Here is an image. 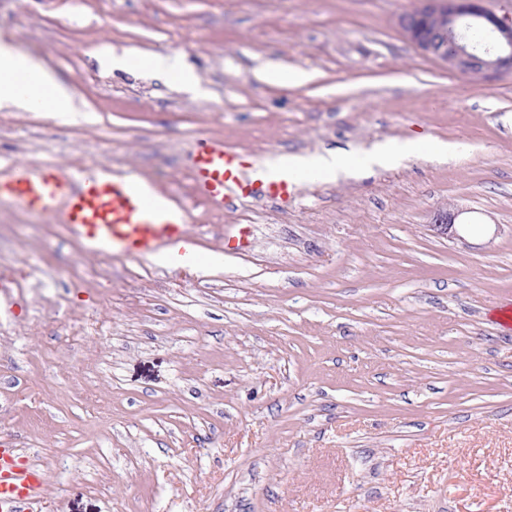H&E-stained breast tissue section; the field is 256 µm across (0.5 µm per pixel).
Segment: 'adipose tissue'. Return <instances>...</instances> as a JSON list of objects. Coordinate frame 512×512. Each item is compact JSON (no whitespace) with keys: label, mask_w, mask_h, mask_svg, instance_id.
<instances>
[{"label":"adipose tissue","mask_w":512,"mask_h":512,"mask_svg":"<svg viewBox=\"0 0 512 512\" xmlns=\"http://www.w3.org/2000/svg\"><path fill=\"white\" fill-rule=\"evenodd\" d=\"M111 66L127 70L145 69L159 78L177 77L185 85L194 77L174 56L153 54L143 59L114 58ZM36 108L45 112L74 111L72 90L32 57L0 47V107Z\"/></svg>","instance_id":"ef3b65f1"}]
</instances>
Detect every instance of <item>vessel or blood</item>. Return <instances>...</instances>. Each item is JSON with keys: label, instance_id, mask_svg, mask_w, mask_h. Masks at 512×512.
Segmentation results:
<instances>
[{"label": "vessel or blood", "instance_id": "1", "mask_svg": "<svg viewBox=\"0 0 512 512\" xmlns=\"http://www.w3.org/2000/svg\"><path fill=\"white\" fill-rule=\"evenodd\" d=\"M197 198L216 208L261 196L277 202L295 192L293 178L266 168L224 142L204 139L191 157ZM64 225L90 253L143 259L168 250L174 265L198 259L199 242L185 208L159 196L150 183L136 187L128 175L102 168L70 171L52 163L22 164L0 178V201ZM44 484L15 446H0V512H27Z\"/></svg>", "mask_w": 512, "mask_h": 512}]
</instances>
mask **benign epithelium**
I'll use <instances>...</instances> for the list:
<instances>
[{"instance_id": "benign-epithelium-1", "label": "benign epithelium", "mask_w": 512, "mask_h": 512, "mask_svg": "<svg viewBox=\"0 0 512 512\" xmlns=\"http://www.w3.org/2000/svg\"><path fill=\"white\" fill-rule=\"evenodd\" d=\"M485 0H418L401 14L397 25L403 37L423 55L448 71L490 80L512 74V18L500 17L484 6ZM479 27L486 32L482 44L463 31ZM431 227L452 239L462 238L463 225L448 209L434 213Z\"/></svg>"}]
</instances>
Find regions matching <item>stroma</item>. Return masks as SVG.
I'll use <instances>...</instances> for the list:
<instances>
[{"label":"stroma","mask_w":512,"mask_h":512,"mask_svg":"<svg viewBox=\"0 0 512 512\" xmlns=\"http://www.w3.org/2000/svg\"><path fill=\"white\" fill-rule=\"evenodd\" d=\"M415 5L0 0V41L77 104L0 108V175L111 166L182 203L222 257H94L0 203V441L44 473L33 512H512V75L421 55L396 25ZM157 53L197 88L102 63ZM271 64L307 79H260ZM416 136L395 166L364 164ZM204 138L353 163L285 203L214 208L190 174ZM441 208L462 238L432 230ZM238 227L246 249L225 251Z\"/></svg>","instance_id":"1"}]
</instances>
